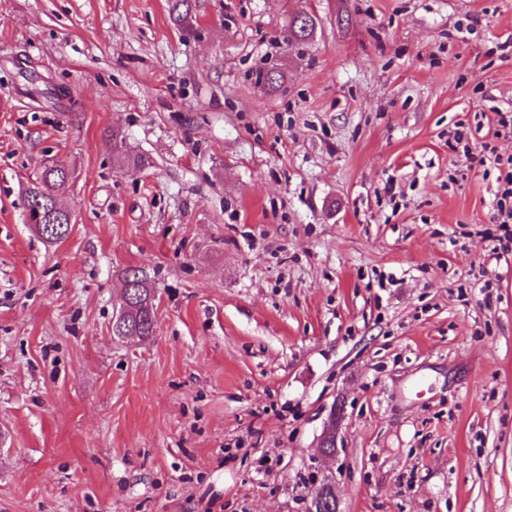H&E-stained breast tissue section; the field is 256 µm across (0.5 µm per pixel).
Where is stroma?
<instances>
[{"label": "stroma", "mask_w": 512, "mask_h": 512, "mask_svg": "<svg viewBox=\"0 0 512 512\" xmlns=\"http://www.w3.org/2000/svg\"><path fill=\"white\" fill-rule=\"evenodd\" d=\"M193 13L0 0V512H309L325 480L340 512H512L507 168L454 140L512 156V0ZM130 269L145 338L112 334ZM169 13L175 26L188 34L194 33L191 0H169ZM316 22L307 12L299 11L291 17L288 28L283 33V41L288 46L310 40L315 32ZM454 139L457 145H461L462 148V155L466 160H470L472 156H474V152H489L493 155L494 150L493 148L489 147V144L484 142L480 144V150H478V146L476 143H473L471 141V138L466 130H456ZM494 160L497 165L502 164V158L498 155L494 154ZM506 163L510 171L498 186L496 209L493 213V221L497 224V231H499V234L493 238L499 245L493 247L494 253H498L499 250L503 253L512 252V205L509 206V202L512 201V157H508ZM68 177L67 168L63 165L47 166L26 193L29 221L31 224L41 223L35 226L38 234L48 238L49 231L44 229L43 224H66L63 235L57 237L55 242L66 238L69 231L70 214L60 210H57L56 214H52L55 207V192L67 182ZM131 298L130 309L123 315V327L112 325L113 336H150L156 322L153 287L139 271L128 270L124 277ZM132 287V288H130Z\"/></svg>", "instance_id": "stroma-1"}]
</instances>
